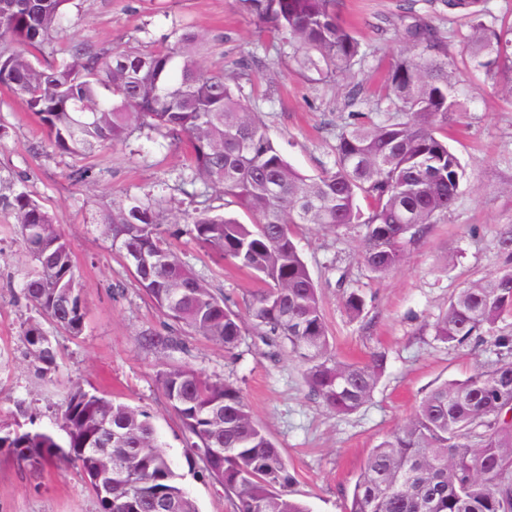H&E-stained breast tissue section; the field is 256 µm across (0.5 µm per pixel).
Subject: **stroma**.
Listing matches in <instances>:
<instances>
[{
    "instance_id": "stroma-1",
    "label": "stroma",
    "mask_w": 512,
    "mask_h": 512,
    "mask_svg": "<svg viewBox=\"0 0 512 512\" xmlns=\"http://www.w3.org/2000/svg\"><path fill=\"white\" fill-rule=\"evenodd\" d=\"M431 2L339 0L342 21L362 43L354 67L360 101L354 105L347 100L345 81L316 80L297 71L291 48L238 14L234 0H72L54 39L62 53L76 42L157 46L167 43L176 28L202 35L207 70L227 72L237 61L250 62L240 81L245 103L261 113L286 160L314 175L332 166L336 137L352 111L383 119L377 92L402 47L396 25L401 6H411L446 36L448 61L462 71V109L448 122L447 142L466 171L452 211L411 243L402 266L384 275L360 261L357 227L335 232L315 224L295 228V243L320 290L337 357L360 361L376 350L387 355L371 399L347 416L328 412L311 394L288 349L269 347L254 332L231 354L204 338L189 340L191 365L210 378H229L241 386L254 418L288 461L292 498L311 512H343L345 494L371 448L403 424L432 387L465 379L491 358L485 344L454 348L436 340L433 325L459 289L494 274L502 264L498 236L502 225L512 224V96L494 89L470 65L463 52L466 26L436 11ZM0 126L5 129L0 170L13 174L61 225L73 246L87 311L82 335L48 327L60 350L58 369L52 382L36 379L23 336L36 313L6 278L24 266L26 257L19 235L0 216V424L56 432L55 415L73 382H80L87 391L150 412L199 512H231L222 487L203 478L189 461L180 423L157 382L159 355L137 343L140 331L163 330L165 320L113 253L99 221L104 208L126 196H161L162 227L182 261L230 307L242 311L253 278L200 247L180 218L185 197L211 205L214 192L198 182L189 194L180 193L188 175L180 146L148 130L86 157L59 155L45 128L3 89ZM80 167L90 169L89 181L70 179V171ZM351 291L366 299L357 318L343 307ZM0 512H99V505L75 467L60 464L34 473L0 452Z\"/></svg>"
}]
</instances>
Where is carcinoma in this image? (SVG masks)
<instances>
[{
	"mask_svg": "<svg viewBox=\"0 0 512 512\" xmlns=\"http://www.w3.org/2000/svg\"><path fill=\"white\" fill-rule=\"evenodd\" d=\"M238 11L296 47L299 71L353 77L361 53L339 19L337 0H234ZM465 20L467 54L486 73L512 70V28L483 22L482 0H442ZM72 0H0V87L20 99L47 129L59 155L87 156L152 129L185 147L190 182L206 183L254 218L243 224L205 206L187 215L202 248L257 283L248 304L257 334L286 346L312 394L330 412L348 415L368 401L387 355L343 362L331 353L318 288L294 243L293 228L360 226L362 262L383 275L400 267L407 245L448 214L464 169L442 130L461 104L459 74L448 69L445 37L403 8V48L388 69L382 96L397 117L360 120L336 138L335 163L309 176L294 169L244 103L239 73L225 76L199 62L202 39L173 33L155 49H98L74 43L51 56L53 35ZM0 213L14 221L28 254L21 291L37 314L72 336L85 326L83 289L61 225L32 195L0 174ZM112 249L159 313L165 333L147 329L138 344L160 353L157 379L179 419L190 458L224 488L231 512H309L289 497L293 480L280 449L254 419L243 390L213 380L173 354L188 353L187 335L231 353L246 335L240 315L187 267L161 228L151 195L112 204L101 216ZM503 265L461 288L433 325L454 346L490 340L498 361L464 380L444 381L412 417L372 448L346 495L344 512H512V224L499 232ZM359 316L363 296L345 295ZM37 375L55 374L57 347L37 320L24 332ZM50 432L0 427V449L33 471L61 460L78 468L99 512H198L147 411L72 386Z\"/></svg>",
	"mask_w": 512,
	"mask_h": 512,
	"instance_id": "cac0c4a2",
	"label": "carcinoma"
}]
</instances>
